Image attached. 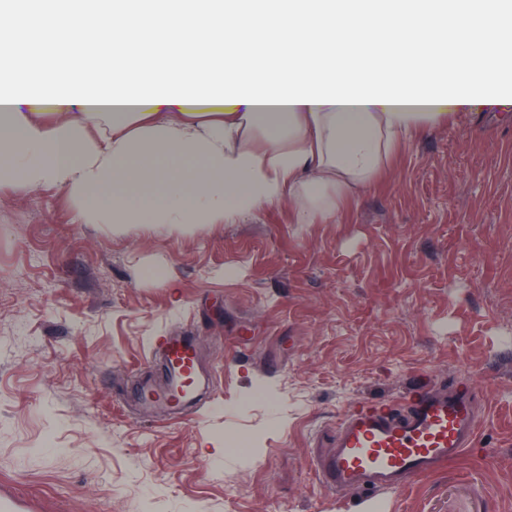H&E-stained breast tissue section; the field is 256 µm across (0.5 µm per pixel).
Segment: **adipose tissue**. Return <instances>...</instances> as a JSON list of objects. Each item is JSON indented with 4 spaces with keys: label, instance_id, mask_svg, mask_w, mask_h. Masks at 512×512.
I'll return each instance as SVG.
<instances>
[{
    "label": "adipose tissue",
    "instance_id": "obj_1",
    "mask_svg": "<svg viewBox=\"0 0 512 512\" xmlns=\"http://www.w3.org/2000/svg\"><path fill=\"white\" fill-rule=\"evenodd\" d=\"M282 11L286 26L247 48L242 33ZM167 16L177 25L144 67L129 36ZM41 20L0 11V181L66 187L116 224H231L269 207L339 224L428 127L512 102V0H73L74 66L27 84L10 50ZM28 98L49 112L19 111Z\"/></svg>",
    "mask_w": 512,
    "mask_h": 512
}]
</instances>
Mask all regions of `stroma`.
<instances>
[{
  "instance_id": "stroma-1",
  "label": "stroma",
  "mask_w": 512,
  "mask_h": 512,
  "mask_svg": "<svg viewBox=\"0 0 512 512\" xmlns=\"http://www.w3.org/2000/svg\"><path fill=\"white\" fill-rule=\"evenodd\" d=\"M0 184V495L19 512H512V106L412 140L341 224L81 216ZM194 336L201 414L127 397L149 341ZM460 382L478 437L358 507L308 459L346 411Z\"/></svg>"
}]
</instances>
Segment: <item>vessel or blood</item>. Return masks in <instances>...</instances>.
<instances>
[{
  "instance_id": "1",
  "label": "vessel or blood",
  "mask_w": 512,
  "mask_h": 512,
  "mask_svg": "<svg viewBox=\"0 0 512 512\" xmlns=\"http://www.w3.org/2000/svg\"><path fill=\"white\" fill-rule=\"evenodd\" d=\"M152 355L176 373L201 379L200 351L187 336L155 337ZM146 406L180 415L193 406L191 396H172L168 386H143ZM476 395L458 384L442 389L421 386L403 403L371 400L346 412L331 441L316 445L312 467L325 492L356 493L372 501L437 471L472 446L477 431Z\"/></svg>"
}]
</instances>
